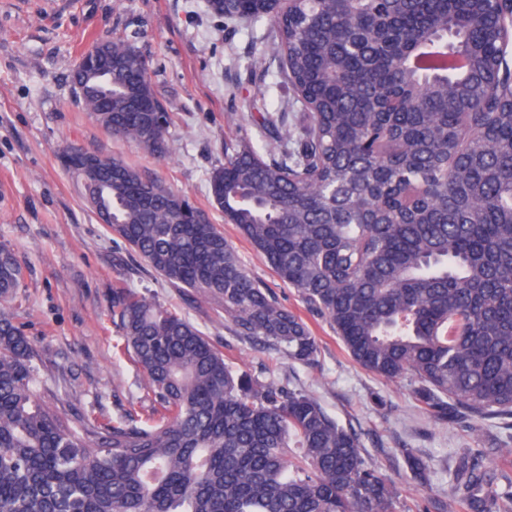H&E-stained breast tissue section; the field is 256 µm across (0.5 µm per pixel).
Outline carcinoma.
I'll use <instances>...</instances> for the list:
<instances>
[{
  "label": "carcinoma",
  "mask_w": 512,
  "mask_h": 512,
  "mask_svg": "<svg viewBox=\"0 0 512 512\" xmlns=\"http://www.w3.org/2000/svg\"><path fill=\"white\" fill-rule=\"evenodd\" d=\"M217 17L272 22L294 126L260 94L210 203L327 320L352 359L405 379L427 414L512 419V102L491 34L499 0H218ZM89 81L112 136L169 153L170 112L125 39ZM82 192L170 286L224 305L240 340L313 366L304 319L254 278L189 196L112 159ZM0 244V512H393L395 484L356 433L288 378L238 372L183 314L112 286V322L150 405L92 429L35 393V348L8 302L22 286ZM483 451L464 448L448 500L419 512H512Z\"/></svg>",
  "instance_id": "cac0c4a2"
}]
</instances>
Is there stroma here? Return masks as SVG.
<instances>
[{
    "label": "stroma",
    "instance_id": "35a3bbf8",
    "mask_svg": "<svg viewBox=\"0 0 512 512\" xmlns=\"http://www.w3.org/2000/svg\"><path fill=\"white\" fill-rule=\"evenodd\" d=\"M269 22L215 17L207 0H0V244L24 271L11 303L32 340L41 369L39 398L72 426L106 423L139 408L144 380L120 349L112 322V286L153 294L202 330L234 366L264 378L293 374L344 426L365 456L399 491L394 512H418L427 499L448 496L460 448H486L488 467L512 477V426L501 420H439L422 411L403 381H387L356 364L330 325L308 324L320 354L315 366L240 342L213 301L184 294L129 262V250L85 206L76 178L58 156L82 145L123 159L208 207L210 170L224 161L233 132L228 117L258 136L255 93L287 102ZM124 38L145 59L158 97L175 114L170 154L160 161L134 143L108 136L86 112L72 82L81 54L97 41ZM266 66L249 74L257 55ZM251 273L294 310L302 305L257 255L235 225L223 227ZM410 449L433 471L414 482L402 454Z\"/></svg>",
    "mask_w": 512,
    "mask_h": 512
}]
</instances>
